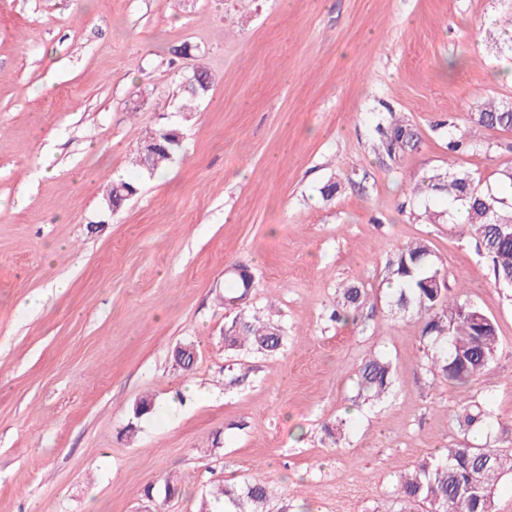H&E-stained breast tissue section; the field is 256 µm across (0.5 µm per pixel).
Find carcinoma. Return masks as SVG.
<instances>
[{
  "label": "carcinoma",
  "mask_w": 512,
  "mask_h": 512,
  "mask_svg": "<svg viewBox=\"0 0 512 512\" xmlns=\"http://www.w3.org/2000/svg\"><path fill=\"white\" fill-rule=\"evenodd\" d=\"M469 122L493 130H512V101L495 104L479 99ZM376 132L387 153L395 154L415 144L416 133L404 121H382ZM180 143L166 140L165 147L151 156L136 158L139 169L150 175L172 162ZM437 193L457 207L467 220L483 254L491 262L496 286L509 287L512 281V195L503 196L480 188L467 171H446L429 177L422 186L412 188L413 195ZM388 283L397 309L410 312L420 324V336L435 348L431 364L437 376L465 385L487 371L498 353L496 323L477 321L481 309L448 296L430 245L415 240L402 245L388 262ZM360 288L349 285L342 291V311L336 318L356 309L362 302ZM224 344L229 347L253 346L267 354L282 347L279 326L258 313L244 310L224 330ZM393 385L391 363L381 356H371L357 375L358 395L365 401L381 400ZM484 404L472 401L457 414L459 427L469 430L487 422ZM512 474V452L486 444H461L439 456L419 461L413 469L399 476L396 494L401 501L427 512H496L495 487L498 480ZM270 489L259 476L237 488L219 486L216 499H225L233 512H264Z\"/></svg>",
  "instance_id": "1"
}]
</instances>
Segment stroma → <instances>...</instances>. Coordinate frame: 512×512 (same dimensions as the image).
I'll return each mask as SVG.
<instances>
[{
  "instance_id": "1",
  "label": "stroma",
  "mask_w": 512,
  "mask_h": 512,
  "mask_svg": "<svg viewBox=\"0 0 512 512\" xmlns=\"http://www.w3.org/2000/svg\"><path fill=\"white\" fill-rule=\"evenodd\" d=\"M511 6L0 0V512H198L256 475L266 512H386L398 475L438 450L512 448V292L444 197L411 195L452 169L498 189L512 131L468 113L512 101ZM199 65L212 87L186 113ZM393 119L418 141L391 158L375 128ZM164 125L181 150L150 176L132 159ZM460 133L473 149L449 152ZM116 173L138 193L111 212ZM421 238L450 295L497 324L496 360L465 386L434 374L416 318L391 305L387 262ZM239 264L245 309L284 331L276 354L224 344ZM348 284L366 298L333 320ZM371 354L396 379L374 404L355 386ZM474 399L498 428H459Z\"/></svg>"
}]
</instances>
